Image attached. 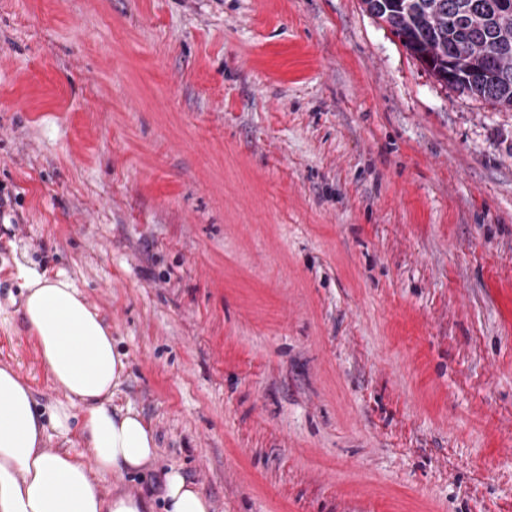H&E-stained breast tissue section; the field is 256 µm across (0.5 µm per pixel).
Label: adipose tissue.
<instances>
[{"instance_id":"adipose-tissue-1","label":"adipose tissue","mask_w":512,"mask_h":512,"mask_svg":"<svg viewBox=\"0 0 512 512\" xmlns=\"http://www.w3.org/2000/svg\"><path fill=\"white\" fill-rule=\"evenodd\" d=\"M20 276L24 320L64 397L37 410L26 382L0 366V512H145L144 499L104 494L110 476L146 467L157 448L143 417L113 403L126 363L110 328L67 278L25 268ZM53 438L60 447L52 452ZM162 500L164 512H210L174 467L164 475Z\"/></svg>"}]
</instances>
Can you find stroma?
Listing matches in <instances>:
<instances>
[{
	"instance_id": "1",
	"label": "stroma",
	"mask_w": 512,
	"mask_h": 512,
	"mask_svg": "<svg viewBox=\"0 0 512 512\" xmlns=\"http://www.w3.org/2000/svg\"><path fill=\"white\" fill-rule=\"evenodd\" d=\"M0 366L19 266L127 364L211 512H512V110L362 0H0Z\"/></svg>"
}]
</instances>
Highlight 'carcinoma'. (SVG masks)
<instances>
[{"label": "carcinoma", "mask_w": 512, "mask_h": 512, "mask_svg": "<svg viewBox=\"0 0 512 512\" xmlns=\"http://www.w3.org/2000/svg\"><path fill=\"white\" fill-rule=\"evenodd\" d=\"M454 90L512 109V0H363ZM455 80L448 82V73Z\"/></svg>", "instance_id": "cac0c4a2"}]
</instances>
